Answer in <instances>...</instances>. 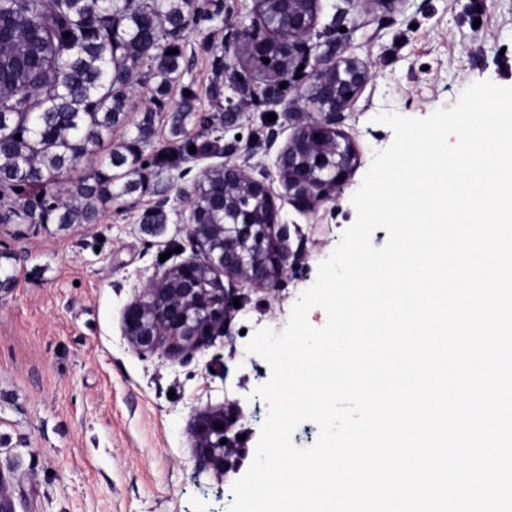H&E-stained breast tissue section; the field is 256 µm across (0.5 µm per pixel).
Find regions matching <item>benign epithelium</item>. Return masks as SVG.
I'll use <instances>...</instances> for the list:
<instances>
[{"instance_id": "benign-epithelium-1", "label": "benign epithelium", "mask_w": 512, "mask_h": 512, "mask_svg": "<svg viewBox=\"0 0 512 512\" xmlns=\"http://www.w3.org/2000/svg\"><path fill=\"white\" fill-rule=\"evenodd\" d=\"M253 2V24L231 35L228 46L237 58L253 63L265 81L261 87L244 79L243 92L276 103L271 83L286 76L299 86L307 78L301 67L306 65L320 0ZM367 79L363 63L342 56L338 41H327L308 93L318 112L306 117L288 112V118L298 121L292 138L281 146L272 130L261 143L265 153L276 154L284 193H274L266 177L254 176L245 166L224 164V196L207 208L187 198L183 223L189 225L194 251L203 253L205 260L192 256L183 261L126 306L123 334L135 350L187 358L213 345L230 331L238 289L272 291L299 262V254L289 248L290 230L281 222L279 201L308 213L341 193L360 165L358 150L341 124ZM220 210L224 223H211ZM245 420L237 402L196 415L191 437L199 469L212 470L220 478L241 471L247 449L240 446L238 436L250 434ZM217 424L223 428H215ZM235 427L237 434L225 438ZM0 512H16L9 478L1 470Z\"/></svg>"}]
</instances>
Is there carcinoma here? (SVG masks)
<instances>
[{
  "label": "carcinoma",
  "mask_w": 512,
  "mask_h": 512,
  "mask_svg": "<svg viewBox=\"0 0 512 512\" xmlns=\"http://www.w3.org/2000/svg\"><path fill=\"white\" fill-rule=\"evenodd\" d=\"M195 11V0H0V187L19 205L5 221L92 224L137 188L121 182L129 172L112 173L138 162L131 146L74 180L60 176L94 156L135 108L141 65L154 69L160 95L171 89ZM223 185L224 169H211L196 204Z\"/></svg>",
  "instance_id": "1"
}]
</instances>
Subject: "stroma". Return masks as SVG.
<instances>
[{
  "mask_svg": "<svg viewBox=\"0 0 512 512\" xmlns=\"http://www.w3.org/2000/svg\"><path fill=\"white\" fill-rule=\"evenodd\" d=\"M186 41L193 60L164 108H152L149 66L139 71L137 109L99 149L136 142L138 187L121 208L93 224H0V269L13 288L0 292V470L11 477L17 512H228L235 475L196 471L190 429L198 411L240 403L255 449L267 406L254 397L270 378L267 363L245 355L258 329L282 331L292 306L313 284L318 265L356 219L351 202L376 151L393 141L375 123L382 112L423 118L450 108L469 85L512 86V0H402L395 11L357 7L343 53L362 61L368 81L346 113L344 133L361 165L336 200L303 214L284 205L290 247L301 258L276 295L242 289L229 336L188 360L139 353L122 335L125 307L192 254L182 222L200 170L224 163L260 167L269 130L286 143L294 124L285 113L299 100L282 89L278 105L243 98L239 77L255 69L227 49L226 39L253 20L252 0H197ZM224 85L216 107L213 82ZM191 111H180L183 97ZM275 121H267V114ZM207 123H200V116ZM150 118L151 133L137 125ZM200 155L189 157V146ZM166 192V221L143 216Z\"/></svg>",
  "mask_w": 512,
  "mask_h": 512,
  "instance_id": "1",
  "label": "stroma"
}]
</instances>
